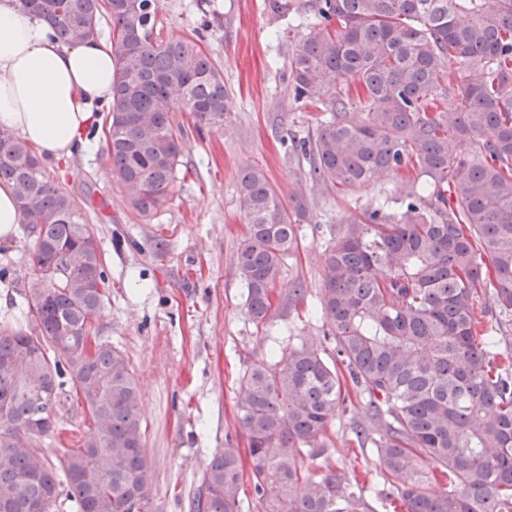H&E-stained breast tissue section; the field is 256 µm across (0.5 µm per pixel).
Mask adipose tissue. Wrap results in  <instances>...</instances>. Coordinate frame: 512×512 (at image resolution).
Returning <instances> with one entry per match:
<instances>
[{
    "label": "adipose tissue",
    "mask_w": 512,
    "mask_h": 512,
    "mask_svg": "<svg viewBox=\"0 0 512 512\" xmlns=\"http://www.w3.org/2000/svg\"><path fill=\"white\" fill-rule=\"evenodd\" d=\"M114 71L103 39L61 43L22 0H0V126L41 156L65 161L85 148Z\"/></svg>",
    "instance_id": "ef3b65f1"
}]
</instances>
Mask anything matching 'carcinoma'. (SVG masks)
<instances>
[{
    "mask_svg": "<svg viewBox=\"0 0 512 512\" xmlns=\"http://www.w3.org/2000/svg\"><path fill=\"white\" fill-rule=\"evenodd\" d=\"M59 39L112 22L115 75L102 132L112 177L144 221L168 202L183 155L174 113L224 127L229 93L191 37L155 35L158 0H23ZM319 22L289 49L295 98L327 115L294 142L311 180L345 192L404 169L399 209L367 208L324 251L320 310L336 354L380 432L377 457L406 512H512V354L496 352L474 308L490 291L512 313V0H311ZM477 66L475 80L456 75ZM358 82L352 99L338 89ZM462 147L448 150V142ZM0 179L27 225L36 282L18 314L0 319V512H150L141 395L123 352L93 339L109 280L83 210L56 187L36 152L0 128ZM247 224L236 254L244 306L267 325L286 258L306 215L258 165L238 178ZM487 258L477 261V251ZM93 429L65 447L56 407L67 384ZM335 361L314 345L248 370L237 393L250 467L216 453L194 512H239L244 481L262 512H366L362 487L326 464L319 441L340 405ZM39 422L37 431L30 424ZM62 445L46 465L38 441ZM436 463L449 486L430 487Z\"/></svg>",
    "mask_w": 512,
    "mask_h": 512,
    "instance_id": "cac0c4a2",
    "label": "carcinoma"
}]
</instances>
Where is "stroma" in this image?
<instances>
[{
  "label": "stroma",
  "mask_w": 512,
  "mask_h": 512,
  "mask_svg": "<svg viewBox=\"0 0 512 512\" xmlns=\"http://www.w3.org/2000/svg\"><path fill=\"white\" fill-rule=\"evenodd\" d=\"M305 2L290 0L285 10L276 0H159L162 37L200 38L230 98L220 130L197 131L188 113H176L189 172L151 223L128 207L98 147L46 162L60 190L83 205L103 255L111 288L96 321L98 338L124 352L139 385L145 450L154 470L152 512H193L212 456L227 448L247 454L236 396L248 369L304 343L335 357L326 317L308 313L323 285L324 250L346 217L394 206L399 195L398 173L341 194L305 185L299 249L284 265L269 323L255 327L235 264L245 233L237 181L255 164L281 194L305 184L309 163L293 152L292 141L316 133L319 112L295 100L288 53L314 26ZM25 240L22 228L0 238V316L22 301L31 278ZM297 281L306 290L299 308L288 298ZM341 384L346 402L322 440V459L336 474L358 478L370 503L388 512L379 435L357 437L367 422L365 399L349 378Z\"/></svg>",
  "instance_id": "stroma-1"
}]
</instances>
